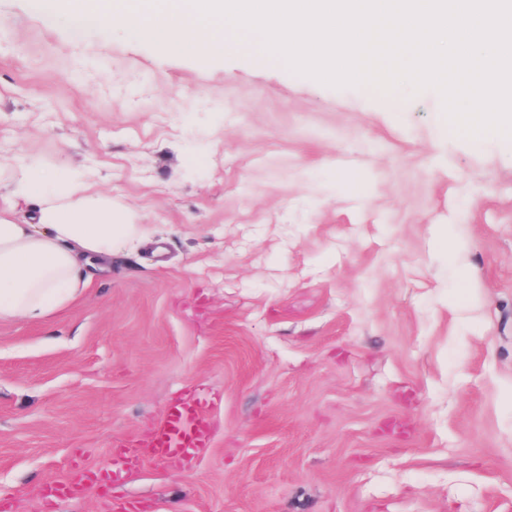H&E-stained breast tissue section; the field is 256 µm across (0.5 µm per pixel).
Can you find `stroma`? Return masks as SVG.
<instances>
[{
    "label": "stroma",
    "mask_w": 512,
    "mask_h": 512,
    "mask_svg": "<svg viewBox=\"0 0 512 512\" xmlns=\"http://www.w3.org/2000/svg\"><path fill=\"white\" fill-rule=\"evenodd\" d=\"M22 157L95 173L143 237L0 321V512H512V138L430 88L0 0V168ZM188 398L211 448L129 467Z\"/></svg>",
    "instance_id": "1"
}]
</instances>
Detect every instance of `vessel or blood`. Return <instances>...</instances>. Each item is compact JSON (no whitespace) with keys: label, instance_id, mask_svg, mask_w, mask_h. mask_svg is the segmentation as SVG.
Wrapping results in <instances>:
<instances>
[{"label":"vessel or blood","instance_id":"vessel-or-blood-1","mask_svg":"<svg viewBox=\"0 0 512 512\" xmlns=\"http://www.w3.org/2000/svg\"><path fill=\"white\" fill-rule=\"evenodd\" d=\"M208 405L201 400L172 403L155 429L151 448L155 457L172 460L185 449L210 445Z\"/></svg>","mask_w":512,"mask_h":512}]
</instances>
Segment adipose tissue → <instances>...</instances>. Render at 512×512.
I'll return each mask as SVG.
<instances>
[{"mask_svg": "<svg viewBox=\"0 0 512 512\" xmlns=\"http://www.w3.org/2000/svg\"><path fill=\"white\" fill-rule=\"evenodd\" d=\"M6 182L36 209L24 222L0 209V320L39 319L74 301L85 284L78 256L124 249L141 233L134 211L80 178L56 183L23 163Z\"/></svg>", "mask_w": 512, "mask_h": 512, "instance_id": "1", "label": "adipose tissue"}]
</instances>
